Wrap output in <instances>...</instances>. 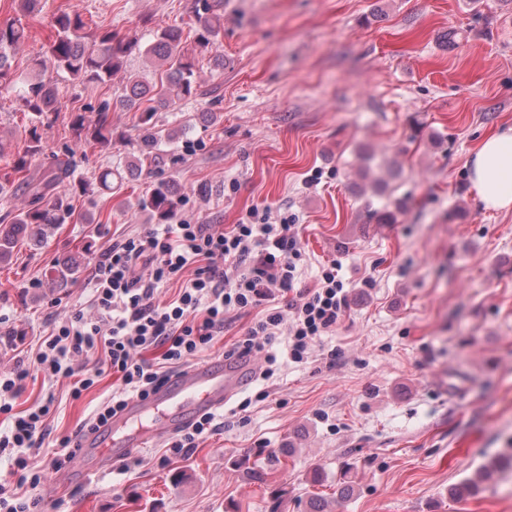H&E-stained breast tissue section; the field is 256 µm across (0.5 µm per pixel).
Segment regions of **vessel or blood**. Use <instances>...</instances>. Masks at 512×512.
<instances>
[{
    "label": "vessel or blood",
    "instance_id": "obj_1",
    "mask_svg": "<svg viewBox=\"0 0 512 512\" xmlns=\"http://www.w3.org/2000/svg\"><path fill=\"white\" fill-rule=\"evenodd\" d=\"M255 357L217 360L191 366L148 398L129 400L105 428L81 434L76 440L82 462L93 470H112L128 451L147 440V426L172 434L199 414L224 409L225 405L257 373Z\"/></svg>",
    "mask_w": 512,
    "mask_h": 512
}]
</instances>
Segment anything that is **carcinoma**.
<instances>
[{
    "label": "carcinoma",
    "instance_id": "carcinoma-1",
    "mask_svg": "<svg viewBox=\"0 0 512 512\" xmlns=\"http://www.w3.org/2000/svg\"><path fill=\"white\" fill-rule=\"evenodd\" d=\"M15 4L17 16L0 23V93L15 94L19 111L28 118L30 125L23 129L27 145L22 153L12 151V139L0 136V158L11 159L14 172L22 175L21 190L27 195L28 203L6 214L10 224L0 229V262L12 256L20 240L45 243L55 226L72 218L70 186L76 183L83 191L89 186L82 179L76 180L72 155L89 148L101 152L112 149V105L139 112L141 117L136 136L137 154L126 168L107 167L96 177L97 189L107 193L112 192L113 183L136 177L165 160L160 145L175 140L177 131L153 122L156 113L161 109L175 111L182 102L203 94L193 56L182 47V27L178 24L161 26L153 32L145 55L164 68L165 78L156 83L143 76L127 74L116 102L100 106L96 118H88L81 110L70 111L69 125L76 141L68 150L69 157L37 177L30 176V160L42 152L38 126L60 111V89L56 81L46 78L48 67L67 75L74 84L105 83L124 70L126 58L138 43L119 39L110 29L90 32V25L81 12L61 8L54 18L55 36L42 55L31 59L28 72L21 75L16 73L12 62L14 56L24 50L28 38L25 20L39 17L43 0H15ZM222 10L223 0H195V14L200 23L197 36L201 45L207 46L220 36ZM178 201L175 186L169 181H160L139 206L164 220L175 210Z\"/></svg>",
    "mask_w": 512,
    "mask_h": 512
}]
</instances>
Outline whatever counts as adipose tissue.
Returning <instances> with one entry per match:
<instances>
[{
    "label": "adipose tissue",
    "mask_w": 512,
    "mask_h": 512,
    "mask_svg": "<svg viewBox=\"0 0 512 512\" xmlns=\"http://www.w3.org/2000/svg\"><path fill=\"white\" fill-rule=\"evenodd\" d=\"M471 180L485 208L512 210V128L481 141L472 159Z\"/></svg>",
    "instance_id": "adipose-tissue-1"
}]
</instances>
